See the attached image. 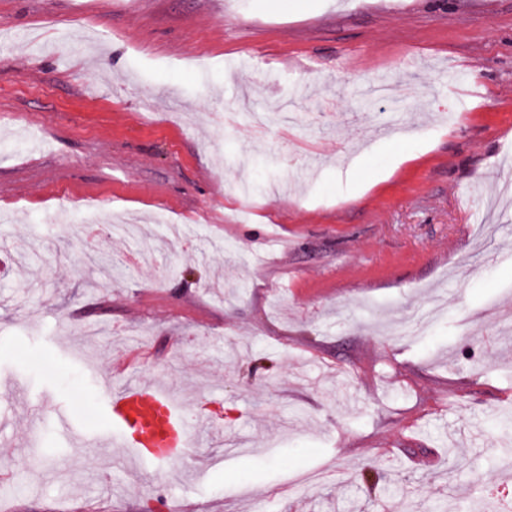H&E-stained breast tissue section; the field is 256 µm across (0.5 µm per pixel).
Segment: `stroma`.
<instances>
[{
	"label": "stroma",
	"mask_w": 512,
	"mask_h": 512,
	"mask_svg": "<svg viewBox=\"0 0 512 512\" xmlns=\"http://www.w3.org/2000/svg\"><path fill=\"white\" fill-rule=\"evenodd\" d=\"M508 299L512 0H0V512L512 502ZM131 377L193 458L74 446Z\"/></svg>",
	"instance_id": "obj_1"
}]
</instances>
